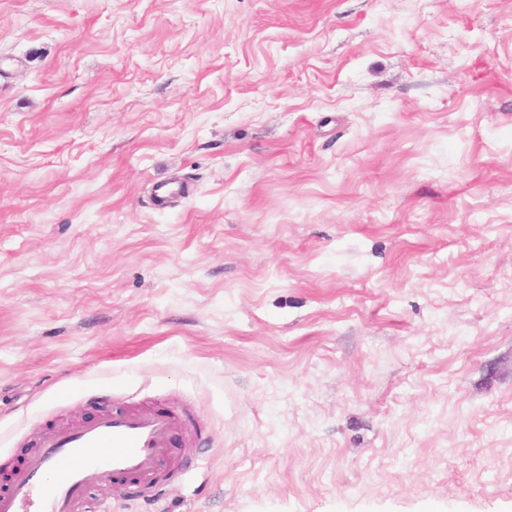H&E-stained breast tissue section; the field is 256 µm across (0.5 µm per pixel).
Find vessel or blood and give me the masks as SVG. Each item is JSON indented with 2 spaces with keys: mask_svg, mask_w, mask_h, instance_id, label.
Masks as SVG:
<instances>
[{
  "mask_svg": "<svg viewBox=\"0 0 512 512\" xmlns=\"http://www.w3.org/2000/svg\"><path fill=\"white\" fill-rule=\"evenodd\" d=\"M194 429L185 412L137 405L47 432L0 493V512H81L86 490L113 478L154 488L168 474L171 448Z\"/></svg>",
  "mask_w": 512,
  "mask_h": 512,
  "instance_id": "obj_1",
  "label": "vessel or blood"
}]
</instances>
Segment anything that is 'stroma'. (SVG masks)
<instances>
[{"mask_svg": "<svg viewBox=\"0 0 512 512\" xmlns=\"http://www.w3.org/2000/svg\"><path fill=\"white\" fill-rule=\"evenodd\" d=\"M106 388L85 512H512V0H0V491ZM194 430L184 411L137 405L105 408L94 419L47 432L10 490L0 493V512H80L86 490L111 478L154 488L171 477L170 448Z\"/></svg>", "mask_w": 512, "mask_h": 512, "instance_id": "1", "label": "stroma"}]
</instances>
